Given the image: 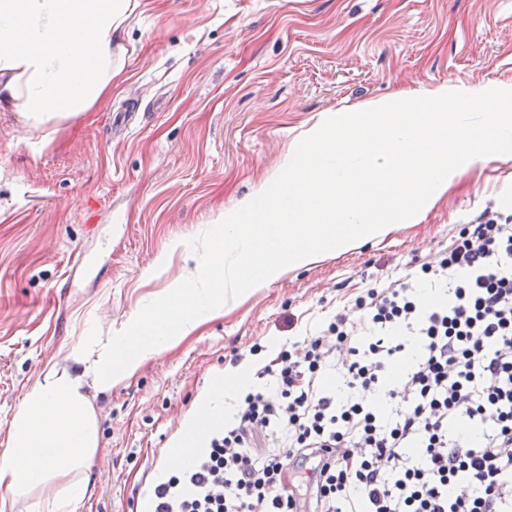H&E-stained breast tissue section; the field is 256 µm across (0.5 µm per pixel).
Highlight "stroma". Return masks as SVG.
Returning a JSON list of instances; mask_svg holds the SVG:
<instances>
[{"label":"stroma","instance_id":"35a3bbf8","mask_svg":"<svg viewBox=\"0 0 512 512\" xmlns=\"http://www.w3.org/2000/svg\"><path fill=\"white\" fill-rule=\"evenodd\" d=\"M137 2L107 103L42 129L0 111V449L45 368L188 277L183 253L158 271L157 256L249 197L321 113L400 88L512 85V0ZM484 214L512 217V154L461 174L421 223L289 273L126 383L89 390L99 439L81 512H141L215 375L262 370Z\"/></svg>","mask_w":512,"mask_h":512}]
</instances>
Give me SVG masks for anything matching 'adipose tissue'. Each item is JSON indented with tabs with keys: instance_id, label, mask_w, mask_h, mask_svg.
Returning <instances> with one entry per match:
<instances>
[{
	"instance_id": "adipose-tissue-1",
	"label": "adipose tissue",
	"mask_w": 512,
	"mask_h": 512,
	"mask_svg": "<svg viewBox=\"0 0 512 512\" xmlns=\"http://www.w3.org/2000/svg\"><path fill=\"white\" fill-rule=\"evenodd\" d=\"M133 10L131 0H0V109L20 108L38 129L106 99L120 73L113 47ZM252 374L245 363L214 380L167 450L171 468L191 465Z\"/></svg>"
}]
</instances>
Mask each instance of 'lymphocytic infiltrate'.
<instances>
[{"instance_id": "f902f5d3", "label": "lymphocytic infiltrate", "mask_w": 512, "mask_h": 512, "mask_svg": "<svg viewBox=\"0 0 512 512\" xmlns=\"http://www.w3.org/2000/svg\"><path fill=\"white\" fill-rule=\"evenodd\" d=\"M425 281L448 302L423 305ZM264 372L275 387L155 487L154 512H512V224L462 228L436 264L367 289Z\"/></svg>"}]
</instances>
